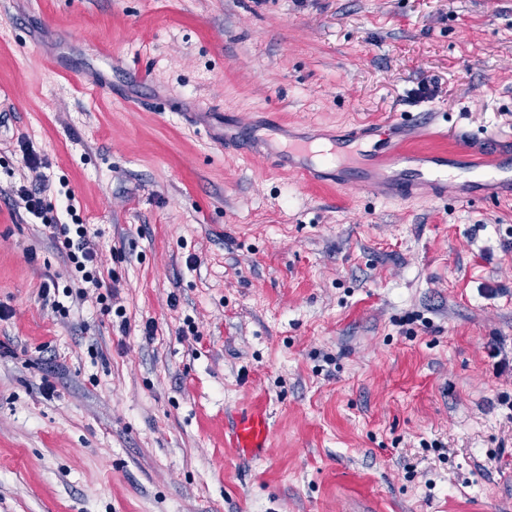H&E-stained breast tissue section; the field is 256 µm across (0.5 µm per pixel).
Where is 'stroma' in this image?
Returning <instances> with one entry per match:
<instances>
[{"label":"stroma","mask_w":512,"mask_h":512,"mask_svg":"<svg viewBox=\"0 0 512 512\" xmlns=\"http://www.w3.org/2000/svg\"><path fill=\"white\" fill-rule=\"evenodd\" d=\"M422 110L512 152V0H0V512H512V201L270 157ZM64 237L63 245L67 250V259L74 267L81 281L90 283L94 288H102L103 281L95 266V254L88 237L86 224H52ZM235 446L245 456H260L268 448V424L261 410L244 411L232 418Z\"/></svg>","instance_id":"35a3bbf8"}]
</instances>
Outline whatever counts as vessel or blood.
Segmentation results:
<instances>
[{"instance_id": "obj_1", "label": "vessel or blood", "mask_w": 512, "mask_h": 512, "mask_svg": "<svg viewBox=\"0 0 512 512\" xmlns=\"http://www.w3.org/2000/svg\"><path fill=\"white\" fill-rule=\"evenodd\" d=\"M426 113L407 117L390 114L384 124L389 142L385 152L367 150L363 136L353 130L329 140L321 150L310 142L289 143L283 155L288 167L300 178L309 180L321 169L333 170L337 187L356 184L365 193H380L384 198L405 201L425 194L436 200L453 198L461 202L475 199V186H494L512 199V153L496 152L485 156L462 146L452 152L420 153L400 139L407 127L425 124ZM231 430L235 446L243 455L265 453L268 424L264 412L244 411L233 417Z\"/></svg>"}]
</instances>
